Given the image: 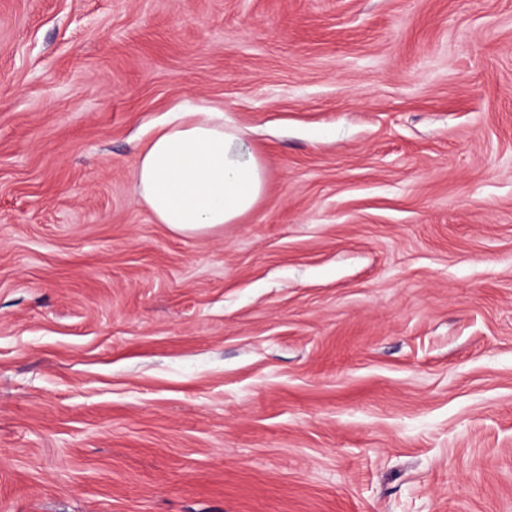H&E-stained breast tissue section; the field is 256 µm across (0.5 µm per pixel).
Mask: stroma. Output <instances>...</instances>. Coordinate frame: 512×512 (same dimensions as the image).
Wrapping results in <instances>:
<instances>
[{
    "instance_id": "1",
    "label": "stroma",
    "mask_w": 512,
    "mask_h": 512,
    "mask_svg": "<svg viewBox=\"0 0 512 512\" xmlns=\"http://www.w3.org/2000/svg\"><path fill=\"white\" fill-rule=\"evenodd\" d=\"M186 98L213 236L133 178ZM0 512H512V0H0ZM140 152L133 170L138 201L183 237L209 236L253 210L266 170L224 110L177 105Z\"/></svg>"
}]
</instances>
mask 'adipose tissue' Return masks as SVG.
Segmentation results:
<instances>
[{"label": "adipose tissue", "instance_id": "ef3b65f1", "mask_svg": "<svg viewBox=\"0 0 512 512\" xmlns=\"http://www.w3.org/2000/svg\"><path fill=\"white\" fill-rule=\"evenodd\" d=\"M140 152L138 201L173 234L202 237L253 210L266 170L223 109L178 105Z\"/></svg>", "mask_w": 512, "mask_h": 512}]
</instances>
